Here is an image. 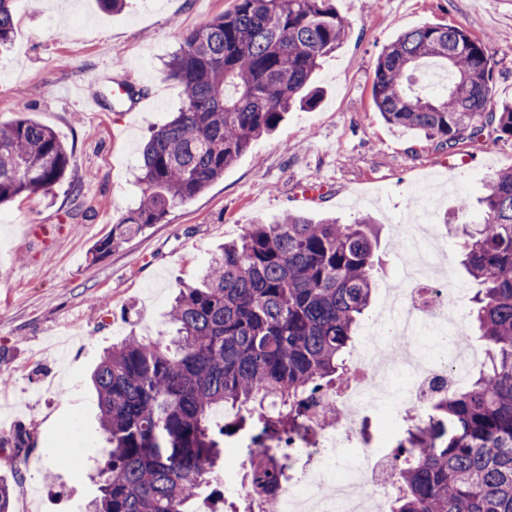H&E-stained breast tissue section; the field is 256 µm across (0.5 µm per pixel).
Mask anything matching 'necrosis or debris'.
<instances>
[{
  "label": "necrosis or debris",
  "mask_w": 512,
  "mask_h": 512,
  "mask_svg": "<svg viewBox=\"0 0 512 512\" xmlns=\"http://www.w3.org/2000/svg\"><path fill=\"white\" fill-rule=\"evenodd\" d=\"M399 240L403 285L367 330L353 385L313 394L304 437L279 440L290 457L306 459V479L284 470L270 500L257 512H378L393 494L400 449L370 437L364 417L389 412L427 418L435 398L458 385L466 370L463 290L436 273L434 244L421 224H404ZM239 449L237 469L224 477V492L239 499L250 490L249 450L253 434L226 442Z\"/></svg>",
  "instance_id": "4bbe7bcc"
}]
</instances>
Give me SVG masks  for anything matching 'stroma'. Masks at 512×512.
I'll use <instances>...</instances> for the list:
<instances>
[{
    "label": "stroma",
    "mask_w": 512,
    "mask_h": 512,
    "mask_svg": "<svg viewBox=\"0 0 512 512\" xmlns=\"http://www.w3.org/2000/svg\"><path fill=\"white\" fill-rule=\"evenodd\" d=\"M333 2L352 30L321 61L319 107L289 112L205 192L96 259L94 244L139 203L152 130L181 104L179 83L162 75L165 62L187 32L234 0H127L117 12L98 0H14L17 33L0 54V121L34 118L72 152L49 194L0 206V475L13 484L14 512L30 502L37 512H82L107 445L92 370L128 336L168 335L172 294L249 224L293 211L344 224L370 216L381 232L377 279L392 282L401 260L396 227L408 221L412 186L425 183L441 259L464 281L443 219L460 197L482 196L489 175L512 168V140L433 151L423 133L376 112L374 65L409 29L457 25L487 40L494 98L512 100V0ZM129 82L154 91L133 112L113 104V84ZM98 91L101 113L85 111L82 97ZM22 428L35 443L18 463L6 441Z\"/></svg>",
    "instance_id": "obj_1"
}]
</instances>
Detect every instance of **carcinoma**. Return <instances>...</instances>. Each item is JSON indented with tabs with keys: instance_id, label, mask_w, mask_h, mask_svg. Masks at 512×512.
<instances>
[{
	"instance_id": "obj_1",
	"label": "carcinoma",
	"mask_w": 512,
	"mask_h": 512,
	"mask_svg": "<svg viewBox=\"0 0 512 512\" xmlns=\"http://www.w3.org/2000/svg\"><path fill=\"white\" fill-rule=\"evenodd\" d=\"M183 39L165 64L182 106L153 131L143 154L138 207L98 242L103 256L204 192L285 114L311 108L322 90L320 60L350 34L331 0H234ZM13 0H0V50L16 36ZM444 64L448 87L415 85L411 70ZM371 95L386 123L421 132L453 152L487 135L512 139V102L494 101L485 41L463 28L427 23L378 55ZM66 145L32 117L0 126V205L49 193L70 166ZM480 221L443 220L463 242L459 264L477 285L470 312L486 359L466 389L434 403L427 426L397 447L387 512H512V169L493 174ZM379 230L289 212L258 222L212 255L197 285L178 289L169 340L130 337L112 345L92 374L110 447L104 479L86 512H198L204 487L224 496V438L259 442L303 427L308 396L345 383L359 319L375 290ZM218 407L234 410L220 427ZM27 458L30 431L12 440ZM254 498L271 497L280 459L259 450Z\"/></svg>"
}]
</instances>
